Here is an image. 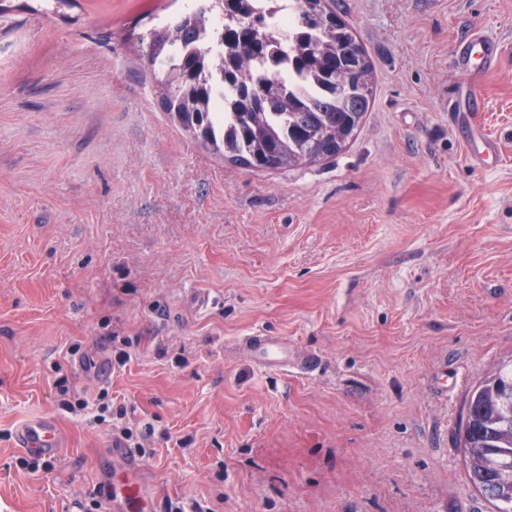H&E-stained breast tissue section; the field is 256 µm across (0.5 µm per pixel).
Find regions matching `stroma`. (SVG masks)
Returning <instances> with one entry per match:
<instances>
[{
	"instance_id": "stroma-1",
	"label": "stroma",
	"mask_w": 512,
	"mask_h": 512,
	"mask_svg": "<svg viewBox=\"0 0 512 512\" xmlns=\"http://www.w3.org/2000/svg\"><path fill=\"white\" fill-rule=\"evenodd\" d=\"M0 22V512H99L127 456L152 512H495L470 392L512 362V0H331L372 65L337 156L255 171L162 112L133 32L183 0ZM500 42L466 150L456 43ZM282 336L317 371L258 369ZM128 354L98 380L76 365ZM124 416H117V409ZM65 448L24 466L17 428ZM466 112L469 113L466 120L471 133L467 142L468 155L476 160L482 159L485 155H497L496 141L489 137L483 129L482 109L473 103ZM16 446L40 456H54L63 447L65 438L57 423L50 417H39L16 431Z\"/></svg>"
}]
</instances>
